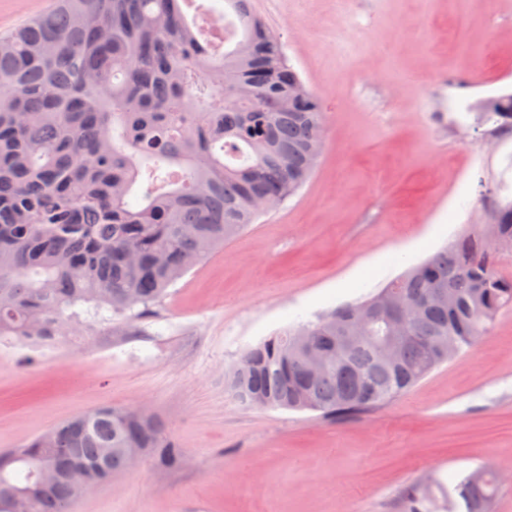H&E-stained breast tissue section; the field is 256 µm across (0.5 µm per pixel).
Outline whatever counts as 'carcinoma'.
<instances>
[{"label": "carcinoma", "instance_id": "1", "mask_svg": "<svg viewBox=\"0 0 512 512\" xmlns=\"http://www.w3.org/2000/svg\"><path fill=\"white\" fill-rule=\"evenodd\" d=\"M197 4L193 21L185 8ZM216 9L196 0H56L0 35V339L66 336L72 323L152 312L167 289L294 195L322 151L324 112L253 12L221 49ZM491 135L512 132V93L478 113ZM501 247L475 228L365 299L245 350L224 384L246 405L347 419L384 405L460 354L505 307L512 277V200L492 209ZM395 295L423 312L405 324L401 364L378 349L392 331ZM373 318L343 352L342 336ZM328 353L308 371L302 346ZM144 448L162 467L184 462L152 414L102 406L0 452V484L32 498V512H71L62 476L36 469L57 454L107 458L114 476ZM499 476L476 468L454 487L448 512H489ZM404 512H436L432 495L404 492Z\"/></svg>", "mask_w": 512, "mask_h": 512}]
</instances>
